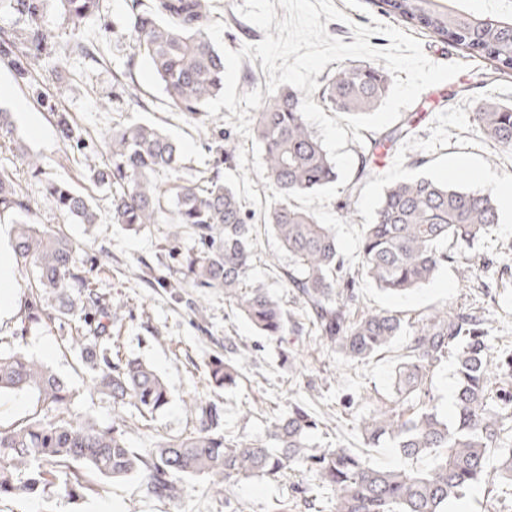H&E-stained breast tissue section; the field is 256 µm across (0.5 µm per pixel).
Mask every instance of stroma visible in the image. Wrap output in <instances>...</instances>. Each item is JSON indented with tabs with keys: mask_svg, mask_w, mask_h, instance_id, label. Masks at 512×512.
Returning <instances> with one entry per match:
<instances>
[{
	"mask_svg": "<svg viewBox=\"0 0 512 512\" xmlns=\"http://www.w3.org/2000/svg\"><path fill=\"white\" fill-rule=\"evenodd\" d=\"M244 0H217L215 20L225 25L224 45L240 50L243 45L260 42L264 33L237 11ZM336 8L345 9L349 23L329 22L328 33L350 44L354 35L351 23L371 25L379 22L394 26L417 38L429 60L438 64L464 63L465 69L453 79L426 88L409 107L417 115L415 135L428 140L429 129L437 114L457 106L472 111L475 102L493 95L512 106V73L503 74L493 64L468 55L438 36L399 18L382 13L374 0H363L364 11L346 8L345 0H333ZM44 24L53 35L55 53L35 71L41 95L18 84L6 58L0 57V106L14 114L15 142L0 148V165L15 173L21 188L31 200L32 220L48 229L62 228L80 243V258L102 252L110 260L97 273L98 290L114 304L112 336L118 341L122 356L137 357L150 363L163 376L172 395L168 409L151 426L129 420L127 437L135 448L146 447L155 436H175L191 424L183 406L193 394L215 400L224 409L225 431L235 437L259 438L269 418L287 410L289 403H303L310 412L327 421L325 431L317 432L316 445L341 443L360 450L363 440L353 427L360 416L388 403L392 371L408 342L398 337L370 363L350 362L325 345L315 341L310 330L289 335L280 343L257 335L235 307L224 300L220 289L171 288L159 277L170 262L169 246L164 237L170 227L154 224L131 233L121 225L110 223L111 198L108 191L97 188L88 178V167L102 159L100 135L112 124V72L117 66H130L137 94L146 106L129 112V119L156 123L184 148L194 169L218 172L235 185L246 208L260 209L270 192L254 170L252 139L236 134L228 122L229 111L220 108L215 117H202L189 123L173 111L153 77L150 66L133 58L121 34L107 36L104 42L107 65L71 54L72 35L53 6H46ZM65 112L74 124L80 143L65 141L53 117L54 111ZM38 117L40 133H33L31 117ZM450 144L427 154V161L453 154H472L485 159L497 173L512 174V149L496 146L478 130L451 128ZM232 135L236 145L232 161H225L220 149L225 135ZM40 158L46 176L70 183L91 195L101 222L93 227L72 224L43 195L41 179L34 177L23 156ZM256 260L251 270L253 281L271 288L293 318H300L298 301L290 288L275 279L273 266L288 262L270 234H258ZM476 262L480 268L468 278L460 271ZM151 265L155 280H148L144 265ZM19 285L12 306L0 312V349H23L64 377L78 391L76 408L91 413L101 424L111 423L114 416L111 400L87 389V377L76 351L64 348L67 328L59 325L35 326L21 338H13L21 308L32 277L26 270L15 271ZM358 301L355 315L389 309L404 318H417L434 307L474 311L484 315L491 328L494 350H512V238L497 242L494 250L476 251L457 256L430 283L415 292L390 297L366 281L357 283ZM205 296L203 314H194L192 302ZM234 341L250 353L241 379L236 386L214 390L205 382L209 358L224 353L225 340ZM289 350L292 361H284L281 352ZM311 474L293 472L272 478L254 477L241 481L226 495L209 490L201 478L182 483L180 499H158L147 494L135 479L98 481V494L70 500L57 497H28L9 503L10 512H334L330 495L315 489Z\"/></svg>",
	"mask_w": 512,
	"mask_h": 512,
	"instance_id": "1",
	"label": "stroma"
}]
</instances>
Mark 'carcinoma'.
<instances>
[{
  "mask_svg": "<svg viewBox=\"0 0 512 512\" xmlns=\"http://www.w3.org/2000/svg\"><path fill=\"white\" fill-rule=\"evenodd\" d=\"M45 0H0L22 26L0 27V55L10 59L17 80L32 82V67L46 55L51 37L41 17ZM70 29L72 51L103 61L85 32L101 0H55ZM393 15L465 48L472 56L512 71V14L476 15L442 7L437 0H378ZM126 39L147 59L172 109L196 122L204 103L224 87V56L204 28L212 21L210 0H129ZM390 76L371 64H346L321 80L317 101L341 115L373 113L390 92ZM306 92L279 87L262 98L253 133L264 155L272 188L312 191L335 184L338 171L301 114ZM485 136L512 147V107L487 94L470 116ZM414 135L410 120L371 132L359 146V166L344 186L348 198L377 170L375 156ZM106 160L89 167V179L112 196L110 220L134 232L150 224H174L193 241L171 247L175 282L188 288H222L259 335L276 341L290 321L281 300L250 279L257 231L237 191L215 174L188 172L179 143L160 127L115 119L103 136ZM44 196L73 224L100 218L92 199L66 182L48 179ZM31 203L12 170L0 168V221L15 225L17 266L33 270L25 299L22 335L33 325H69L67 348L78 351L89 388L108 398L117 415L104 426L75 410L77 390L48 364L22 350L0 352V394L32 398L28 414L0 422V502L47 494L83 498L94 492L87 479L137 478L149 495L175 500L186 478H203L224 489L257 476L304 469L317 488L335 498L336 512H451L452 505L482 491L494 498L512 486V353L494 354L489 330L474 313L434 307L410 321L395 311L352 316L356 282L345 268L335 232L292 199L273 203L260 221L288 254L280 279L292 288L315 334L341 356L366 363L398 336L409 337L392 376L391 405L363 417L357 429L368 447L388 445L424 468H384L365 452L311 442L319 420L303 405L273 417L259 440L224 430V410L211 400H183L193 426L159 436L147 448L130 447L124 413L148 426L171 402L162 376L139 358L113 354L112 310L97 291L94 274L102 257L78 258L80 244L62 229L31 221ZM499 221L492 194L445 188L428 177L401 180L383 191L374 221L359 246L361 270L380 291L396 296L431 281L453 259L451 249L481 239ZM214 357L207 382L214 389L236 384L242 353ZM453 359L450 410L432 393L435 369Z\"/></svg>",
  "mask_w": 512,
  "mask_h": 512,
  "instance_id": "cac0c4a2",
  "label": "carcinoma"
}]
</instances>
